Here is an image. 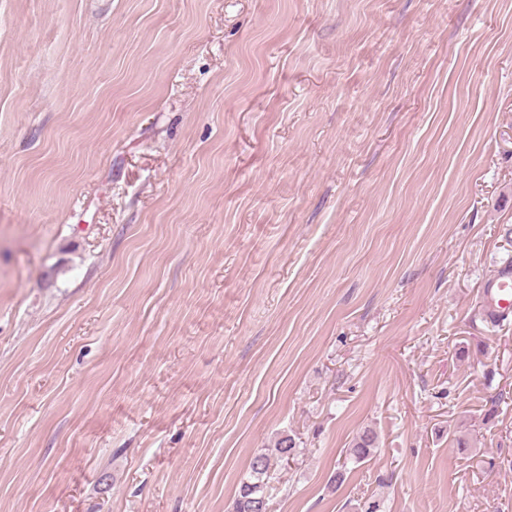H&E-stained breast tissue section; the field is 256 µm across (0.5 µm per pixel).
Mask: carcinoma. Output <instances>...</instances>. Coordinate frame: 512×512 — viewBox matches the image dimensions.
Segmentation results:
<instances>
[{
    "instance_id": "cac0c4a2",
    "label": "carcinoma",
    "mask_w": 512,
    "mask_h": 512,
    "mask_svg": "<svg viewBox=\"0 0 512 512\" xmlns=\"http://www.w3.org/2000/svg\"><path fill=\"white\" fill-rule=\"evenodd\" d=\"M378 448V435L371 428L361 430L346 449V458L363 463L371 460ZM297 456L295 439L289 435L278 438L274 446L254 455L249 472L241 480L232 504V512H258L260 499H265V509L270 506L271 483L276 479V466Z\"/></svg>"
}]
</instances>
